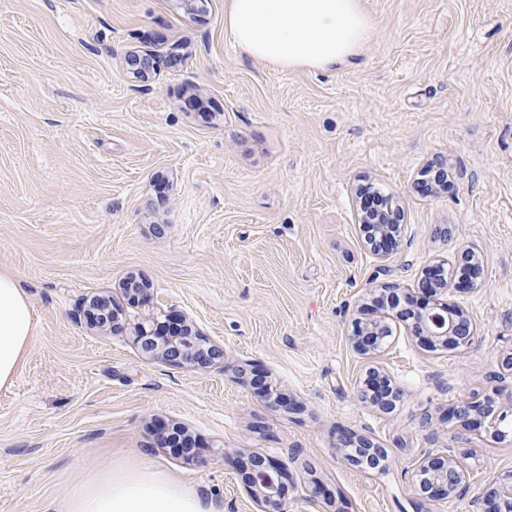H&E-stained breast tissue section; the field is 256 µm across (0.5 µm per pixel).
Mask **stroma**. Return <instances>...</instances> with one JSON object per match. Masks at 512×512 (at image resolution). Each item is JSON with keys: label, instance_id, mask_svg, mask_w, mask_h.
<instances>
[{"label": "stroma", "instance_id": "stroma-1", "mask_svg": "<svg viewBox=\"0 0 512 512\" xmlns=\"http://www.w3.org/2000/svg\"><path fill=\"white\" fill-rule=\"evenodd\" d=\"M224 2L0 0V271L34 323L0 388V512H59L86 476L134 462L214 512H258L242 479L256 454L286 464L284 512H416L412 470L446 447L456 398L512 409L496 376L512 354V0H361L358 66L286 72L234 46ZM438 158L448 184L429 194L417 182ZM366 188L402 208L384 258L358 223ZM467 247L482 283L448 301L479 327L470 348L428 351L397 328L379 357L353 350L369 288L421 299L425 271L455 272ZM130 279L149 300L130 301ZM96 297L122 330L89 321ZM149 312L187 318L223 360L144 353ZM376 365L403 391L387 414L357 397ZM260 373L291 407L267 406ZM155 420L194 447H160ZM346 430L386 465L364 474L337 454ZM473 445L469 490L432 512H474L485 481L512 480V431Z\"/></svg>", "mask_w": 512, "mask_h": 512}]
</instances>
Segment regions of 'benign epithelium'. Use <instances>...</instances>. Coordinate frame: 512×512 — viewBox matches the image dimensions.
Returning a JSON list of instances; mask_svg holds the SVG:
<instances>
[{"instance_id":"1","label":"benign epithelium","mask_w":512,"mask_h":512,"mask_svg":"<svg viewBox=\"0 0 512 512\" xmlns=\"http://www.w3.org/2000/svg\"><path fill=\"white\" fill-rule=\"evenodd\" d=\"M447 165L436 160L423 174L422 181L429 187L447 183ZM401 207L390 196L383 197V205L376 210L361 209L359 223L364 241L375 254L394 249L400 236ZM461 280L466 286L481 282L483 266L474 250L467 248L461 256ZM448 274L441 265L435 266L419 282V289L434 298L433 305L419 304L406 292L398 281L386 282L368 290L371 306L378 317L357 319L349 336L353 348L362 355L371 356L383 349L385 339L392 336L388 320L402 324L406 335L417 338L430 350L455 347L468 348L478 338L476 323L458 306L448 305ZM108 302L99 298L90 302L89 317L100 324L118 330L115 317L106 308ZM161 325L150 315L135 326L136 343L147 353L175 364H189L197 369H206L224 357V349L205 342L193 328L180 333L163 346H158L154 334ZM268 407L278 409L286 406V398L277 385L270 381L255 379ZM358 399L381 411H390L402 397V391L376 369L367 372L363 385L358 390ZM508 414L496 410L494 401L474 397L459 399L447 409V419L460 423V430L449 435L448 448L434 456L427 454L414 468V488L422 504L432 505L459 495L470 486L471 472L466 460L476 453L469 446V432L482 430L485 437L493 441L502 440L506 432L502 429ZM336 448L352 465L364 470L375 469V461L387 460L385 449L371 439L356 432L340 434ZM285 464L255 455L251 459L244 483L248 493L261 508V512H283V482ZM486 505L484 512H512V481L501 483L482 497Z\"/></svg>"}]
</instances>
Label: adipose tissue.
I'll use <instances>...</instances> for the list:
<instances>
[{
  "mask_svg": "<svg viewBox=\"0 0 512 512\" xmlns=\"http://www.w3.org/2000/svg\"><path fill=\"white\" fill-rule=\"evenodd\" d=\"M234 45L274 70H334L357 63L369 34L359 0H227ZM29 302L0 273V387L11 385L33 336ZM63 512H211L198 490L161 468L124 464L76 486Z\"/></svg>",
  "mask_w": 512,
  "mask_h": 512,
  "instance_id": "1",
  "label": "adipose tissue"
}]
</instances>
